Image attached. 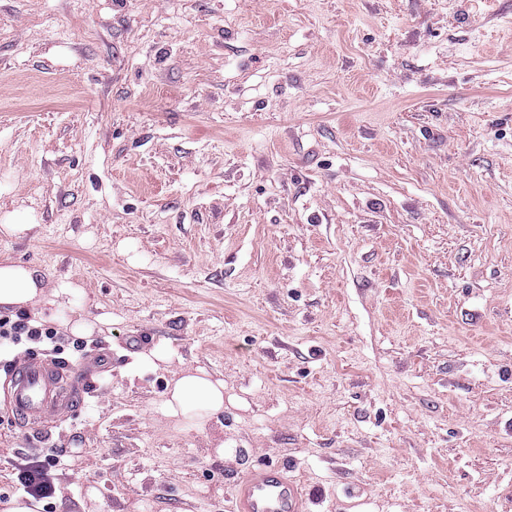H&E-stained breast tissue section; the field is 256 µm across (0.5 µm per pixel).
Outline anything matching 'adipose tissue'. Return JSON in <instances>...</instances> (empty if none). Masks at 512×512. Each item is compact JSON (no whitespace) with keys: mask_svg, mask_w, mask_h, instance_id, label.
<instances>
[{"mask_svg":"<svg viewBox=\"0 0 512 512\" xmlns=\"http://www.w3.org/2000/svg\"><path fill=\"white\" fill-rule=\"evenodd\" d=\"M46 298L45 275L35 265L0 263V308L23 311ZM166 406L170 415L203 421L224 408V384L181 370L169 388Z\"/></svg>","mask_w":512,"mask_h":512,"instance_id":"1","label":"adipose tissue"}]
</instances>
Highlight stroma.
<instances>
[{
    "label": "stroma",
    "mask_w": 512,
    "mask_h": 512,
    "mask_svg": "<svg viewBox=\"0 0 512 512\" xmlns=\"http://www.w3.org/2000/svg\"><path fill=\"white\" fill-rule=\"evenodd\" d=\"M8 214L61 294L0 339V504L63 448L41 512H232L264 464L307 512H512V0H0ZM103 350L19 428L18 357ZM22 335L29 336L30 339L37 340L38 342H44L45 340L52 341L53 336H56V332L49 328L31 325L29 321L19 320L11 322L10 319L0 318V338ZM166 406L171 416L181 415L199 424L224 410V383L183 369L173 380Z\"/></svg>",
    "instance_id": "stroma-1"
}]
</instances>
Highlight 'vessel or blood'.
Instances as JSON below:
<instances>
[{
    "label": "vessel or blood",
    "instance_id": "obj_1",
    "mask_svg": "<svg viewBox=\"0 0 512 512\" xmlns=\"http://www.w3.org/2000/svg\"><path fill=\"white\" fill-rule=\"evenodd\" d=\"M91 369L42 359L22 362L12 376L11 409L22 427L52 421L84 404L90 393ZM305 493L274 467L249 470L236 484L235 512H304Z\"/></svg>",
    "mask_w": 512,
    "mask_h": 512
}]
</instances>
